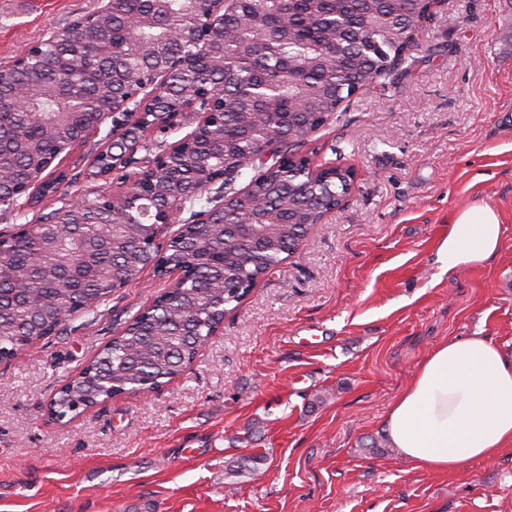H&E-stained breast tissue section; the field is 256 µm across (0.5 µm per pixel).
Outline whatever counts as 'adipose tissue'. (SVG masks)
<instances>
[{
	"instance_id": "1",
	"label": "adipose tissue",
	"mask_w": 512,
	"mask_h": 512,
	"mask_svg": "<svg viewBox=\"0 0 512 512\" xmlns=\"http://www.w3.org/2000/svg\"><path fill=\"white\" fill-rule=\"evenodd\" d=\"M503 227L488 207L458 213L438 248L443 269L484 263ZM383 432L415 466L452 473L512 447V360L482 336L446 341L421 362L389 409Z\"/></svg>"
}]
</instances>
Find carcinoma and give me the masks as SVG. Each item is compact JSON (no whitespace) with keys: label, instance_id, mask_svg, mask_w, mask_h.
<instances>
[{"label":"carcinoma","instance_id":"obj_1","mask_svg":"<svg viewBox=\"0 0 512 512\" xmlns=\"http://www.w3.org/2000/svg\"><path fill=\"white\" fill-rule=\"evenodd\" d=\"M429 7L427 0H228L222 19L197 40L188 34L204 23L209 0H112L109 11L49 36L39 55L0 69V209L39 213L24 233L0 232V361L95 312L150 264L158 277L188 273L59 388L49 404L55 420L179 376L257 280L291 257L350 193L343 169L310 176L302 148L346 99L392 82L395 60L409 59L418 46ZM162 57L181 66L164 89L166 113L135 102L142 125L162 124L187 96L220 87L209 122L184 135L165 165L159 146L148 142L110 144L87 167L59 165L85 145L89 127L106 121L101 85H112L114 73H132L136 89L150 88L163 73ZM19 86L27 91L24 109L16 103ZM271 129L280 136L268 137ZM131 165L136 170L126 172ZM172 168L200 193L180 195ZM248 169L254 175L237 187ZM114 171L139 182L131 212H190L162 254L147 249L152 224L124 223L97 190L83 194L75 210L64 202L44 211L61 184H91ZM246 215L258 235L224 232ZM260 459L243 455L230 474L248 475Z\"/></svg>","mask_w":512,"mask_h":512}]
</instances>
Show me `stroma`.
I'll return each instance as SVG.
<instances>
[{"mask_svg":"<svg viewBox=\"0 0 512 512\" xmlns=\"http://www.w3.org/2000/svg\"><path fill=\"white\" fill-rule=\"evenodd\" d=\"M99 0H0V64ZM386 89L310 134L354 168L348 202L254 286L179 377L72 420L54 393L172 288L145 270L97 313L0 364V512H512V451L441 474L385 415L439 344L512 358V0H442ZM487 206L499 253L445 272L451 217ZM261 454L250 477L230 465Z\"/></svg>","mask_w":512,"mask_h":512,"instance_id":"1","label":"stroma"}]
</instances>
